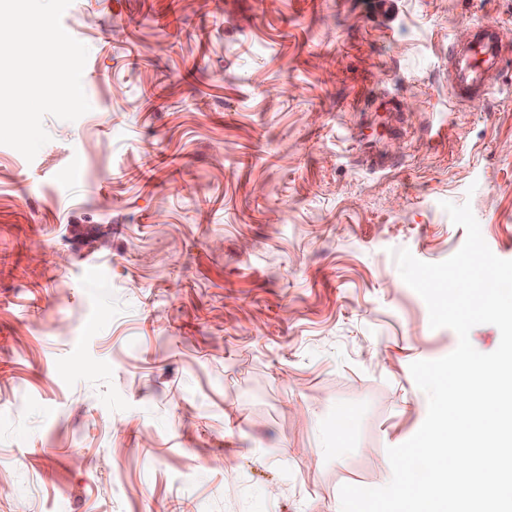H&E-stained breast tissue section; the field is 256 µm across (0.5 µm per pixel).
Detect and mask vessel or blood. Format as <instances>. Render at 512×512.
Wrapping results in <instances>:
<instances>
[{
  "instance_id": "b4317fda",
  "label": "vessel or blood",
  "mask_w": 512,
  "mask_h": 512,
  "mask_svg": "<svg viewBox=\"0 0 512 512\" xmlns=\"http://www.w3.org/2000/svg\"><path fill=\"white\" fill-rule=\"evenodd\" d=\"M512 46L498 37L496 23L476 22L467 26L454 39L448 54V82L453 96L464 102L486 97L491 84L489 72L497 71Z\"/></svg>"
}]
</instances>
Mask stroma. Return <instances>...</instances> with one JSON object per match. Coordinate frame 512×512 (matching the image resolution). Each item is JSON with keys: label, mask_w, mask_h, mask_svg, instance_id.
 Masks as SVG:
<instances>
[{"label": "stroma", "mask_w": 512, "mask_h": 512, "mask_svg": "<svg viewBox=\"0 0 512 512\" xmlns=\"http://www.w3.org/2000/svg\"><path fill=\"white\" fill-rule=\"evenodd\" d=\"M72 0L91 105L0 145V512H336L451 353L393 250L512 260V0ZM511 53L510 45L498 37L496 23L475 22L454 39L448 53V82L452 95L459 101L473 102L491 90L490 71L498 72L503 57Z\"/></svg>", "instance_id": "35a3bbf8"}]
</instances>
